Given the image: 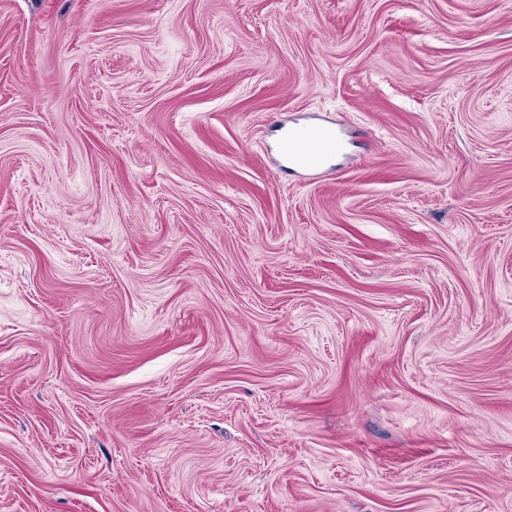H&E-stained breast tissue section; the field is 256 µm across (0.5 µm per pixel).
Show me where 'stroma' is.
<instances>
[{
	"mask_svg": "<svg viewBox=\"0 0 512 512\" xmlns=\"http://www.w3.org/2000/svg\"><path fill=\"white\" fill-rule=\"evenodd\" d=\"M0 512H512V0H0ZM339 139L336 130L323 126L287 130L280 144L288 158L286 170L302 168L317 172L326 167V158L336 149Z\"/></svg>",
	"mask_w": 512,
	"mask_h": 512,
	"instance_id": "35a3bbf8",
	"label": "stroma"
}]
</instances>
